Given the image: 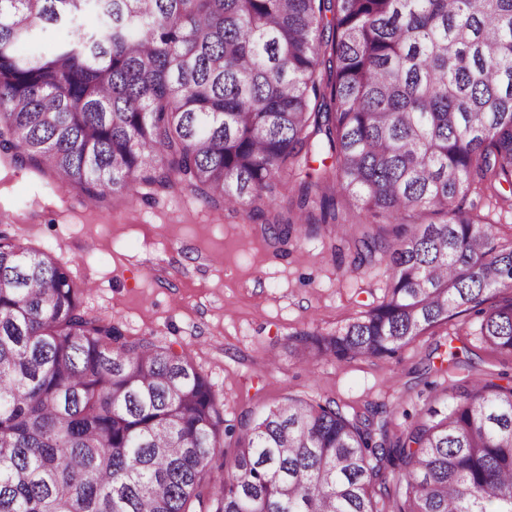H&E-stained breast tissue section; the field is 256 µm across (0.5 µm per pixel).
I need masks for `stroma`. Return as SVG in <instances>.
I'll return each mask as SVG.
<instances>
[{"mask_svg":"<svg viewBox=\"0 0 512 512\" xmlns=\"http://www.w3.org/2000/svg\"><path fill=\"white\" fill-rule=\"evenodd\" d=\"M1 222L92 283L84 304L94 313L189 352L231 424L292 394L334 399L350 417L386 405L390 433L402 437L468 380L512 375V355L482 347L472 312L388 358L300 363L294 334L339 330L377 305L384 267L354 269L347 250L327 252L322 233L275 250L246 212L210 209L187 188L93 206L79 190H57L50 173L2 163Z\"/></svg>","mask_w":512,"mask_h":512,"instance_id":"stroma-1","label":"stroma"}]
</instances>
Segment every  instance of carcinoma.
I'll list each match as a JSON object with an SVG mask.
<instances>
[{"label": "carcinoma", "mask_w": 512, "mask_h": 512, "mask_svg": "<svg viewBox=\"0 0 512 512\" xmlns=\"http://www.w3.org/2000/svg\"><path fill=\"white\" fill-rule=\"evenodd\" d=\"M0 160L94 203L186 185L275 248L324 229L385 264L365 315L296 333L307 364L390 357L469 310L512 354V238L471 199L512 200V0H0ZM339 200L371 220L348 233ZM85 292L0 229V512H512L511 385L394 441L293 395L238 429L187 352Z\"/></svg>", "instance_id": "carcinoma-1"}]
</instances>
